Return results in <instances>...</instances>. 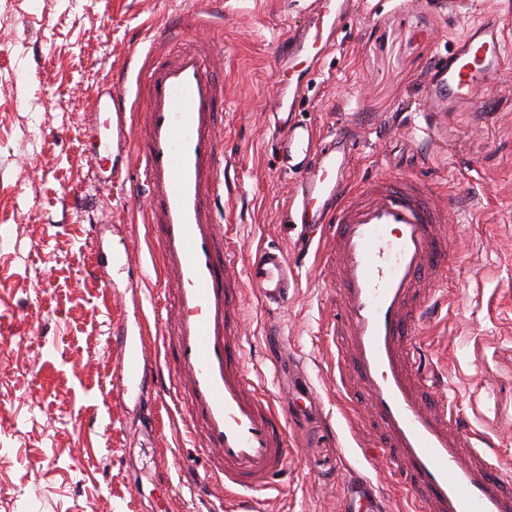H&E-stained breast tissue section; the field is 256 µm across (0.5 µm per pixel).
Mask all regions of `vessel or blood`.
I'll return each mask as SVG.
<instances>
[{
	"instance_id": "vessel-or-blood-1",
	"label": "vessel or blood",
	"mask_w": 512,
	"mask_h": 512,
	"mask_svg": "<svg viewBox=\"0 0 512 512\" xmlns=\"http://www.w3.org/2000/svg\"><path fill=\"white\" fill-rule=\"evenodd\" d=\"M351 0H308V17L288 50L294 60L278 81L269 115L281 172L294 177L292 223L302 248L328 237L335 257L339 386L366 394L360 427L381 439L376 454L387 474L412 497L418 512H512V463L491 458V442L469 426L441 394L419 334L448 305L440 272L453 257L451 207L415 176L376 177L356 186V143L346 133L322 138L296 117L295 103L321 54L337 43ZM512 10L478 13L447 55L429 67L423 115L451 106L480 111L506 62ZM147 58L129 50L107 92L86 106L112 115V137L85 153L99 186L103 154L131 153L147 187V221L155 229L169 303L156 328L173 357L172 386L191 425L205 440L208 476L219 494L269 489L285 467V422L295 406L264 394L244 367L239 305L255 288L262 307L287 304L296 287L285 250L262 247L235 265L224 244L218 201L227 185L224 134L216 123L224 83L215 76L224 50L171 27L154 34ZM146 297L124 324L120 370L134 402L154 379L145 351Z\"/></svg>"
}]
</instances>
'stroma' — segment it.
<instances>
[{
  "label": "stroma",
  "mask_w": 512,
  "mask_h": 512,
  "mask_svg": "<svg viewBox=\"0 0 512 512\" xmlns=\"http://www.w3.org/2000/svg\"><path fill=\"white\" fill-rule=\"evenodd\" d=\"M194 0H0V512H231L202 489L204 440L173 395L134 410L119 349L109 338L133 317L137 266L115 265L104 288L96 242L123 256L151 244L130 194H143L133 164L112 159L117 178L100 189L83 158L97 128L84 110L128 49L147 54L151 31ZM300 21L292 0H224L209 36L224 45V153L236 193L222 227L234 252L287 249L298 286L282 311L242 300L245 367L266 393L311 388L317 409L287 424L288 461L253 512H343L346 484L379 486L384 512H412L401 484L369 465L375 438L345 397L333 326L336 284L325 248L298 254L288 220L293 183L280 173L265 126L274 79L288 66ZM423 0L352 6L337 44L300 98L301 119L324 135L346 127L359 146L352 179L413 175L461 213L449 225L457 253L445 272L452 308L424 330L465 419L512 461V60L489 111L454 108L438 130L416 110L434 56L469 25Z\"/></svg>",
  "instance_id": "obj_1"
}]
</instances>
